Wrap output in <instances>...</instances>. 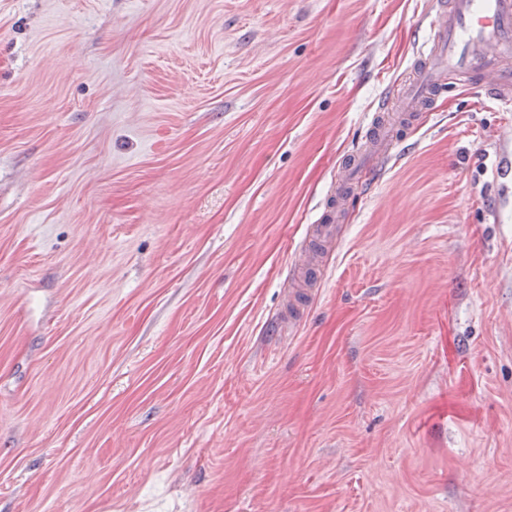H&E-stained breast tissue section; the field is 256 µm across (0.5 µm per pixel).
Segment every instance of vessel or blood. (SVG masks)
I'll return each mask as SVG.
<instances>
[{"instance_id":"obj_1","label":"vessel or blood","mask_w":512,"mask_h":512,"mask_svg":"<svg viewBox=\"0 0 512 512\" xmlns=\"http://www.w3.org/2000/svg\"><path fill=\"white\" fill-rule=\"evenodd\" d=\"M427 19L429 37L412 75L379 101L367 125L365 151L346 162L324 203L321 237H332L342 222L353 183L378 175L389 147L447 86L476 85L489 101L512 109V0H435Z\"/></svg>"}]
</instances>
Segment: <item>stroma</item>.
<instances>
[{"label":"stroma","instance_id":"35a3bbf8","mask_svg":"<svg viewBox=\"0 0 512 512\" xmlns=\"http://www.w3.org/2000/svg\"><path fill=\"white\" fill-rule=\"evenodd\" d=\"M432 0H0V512H512V112L458 84L298 249Z\"/></svg>","mask_w":512,"mask_h":512}]
</instances>
